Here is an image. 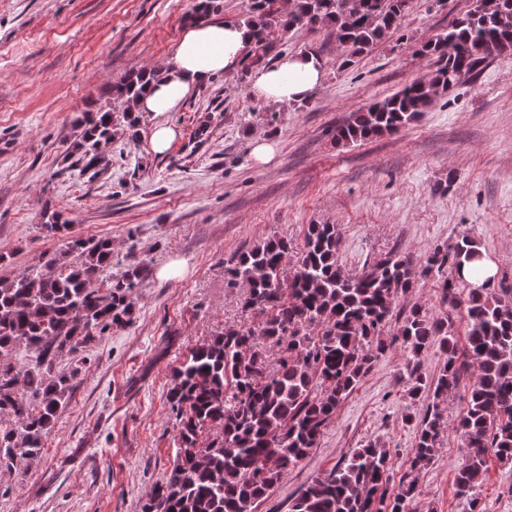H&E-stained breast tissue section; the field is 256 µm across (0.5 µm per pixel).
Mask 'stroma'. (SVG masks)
Here are the masks:
<instances>
[{
    "label": "stroma",
    "mask_w": 512,
    "mask_h": 512,
    "mask_svg": "<svg viewBox=\"0 0 512 512\" xmlns=\"http://www.w3.org/2000/svg\"><path fill=\"white\" fill-rule=\"evenodd\" d=\"M195 0H0V278L61 254L72 235L112 241V273L149 260L134 288L129 324L58 359L75 371L44 451L0 471V512H141L171 468L176 431L165 392L187 352L224 329L253 324L230 285L227 260L270 237L301 246L308 225H337L338 257L355 272L395 253L426 260L435 247L472 238L512 288V58L490 62L439 94L397 133L336 145L337 126L428 73L420 41L464 15L473 0H409L399 32L343 65L330 28L290 32L285 54L307 50L324 79L296 104L249 93L250 59L217 75L173 112H144L136 137L116 128L106 163L84 173L72 155L84 113L131 69L169 66ZM176 130L154 153L158 122ZM262 135L275 147L252 156ZM180 262L168 279L158 270ZM403 345L388 347L337 408L316 448L290 468L257 512L290 501L354 449L391 459L390 488L413 477L409 512H468L454 475L467 450L453 430L467 388L450 391L435 455L408 473L414 426L426 403L406 395ZM476 495L484 512H512V467L491 463Z\"/></svg>",
    "instance_id": "stroma-1"
}]
</instances>
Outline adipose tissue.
<instances>
[{"label":"adipose tissue","mask_w":512,"mask_h":512,"mask_svg":"<svg viewBox=\"0 0 512 512\" xmlns=\"http://www.w3.org/2000/svg\"><path fill=\"white\" fill-rule=\"evenodd\" d=\"M254 29L251 23L218 20L187 25L167 71L137 99L135 111L158 115L174 111L195 90L236 65L251 49ZM323 79L321 59L305 53L257 70L249 88L255 98L293 103L309 99Z\"/></svg>","instance_id":"adipose-tissue-1"}]
</instances>
